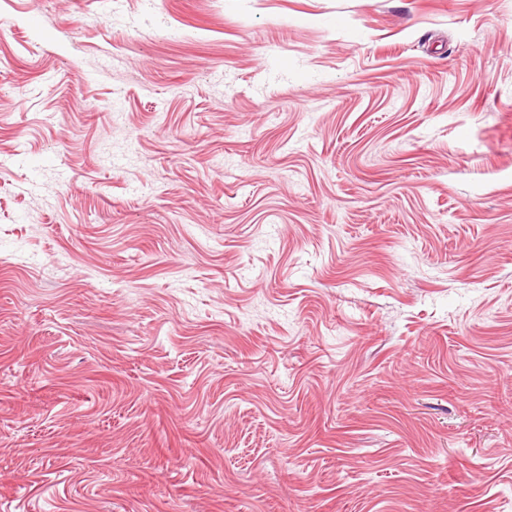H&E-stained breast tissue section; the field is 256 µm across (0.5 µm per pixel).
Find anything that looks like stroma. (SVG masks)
<instances>
[{
  "instance_id": "35a3bbf8",
  "label": "stroma",
  "mask_w": 512,
  "mask_h": 512,
  "mask_svg": "<svg viewBox=\"0 0 512 512\" xmlns=\"http://www.w3.org/2000/svg\"><path fill=\"white\" fill-rule=\"evenodd\" d=\"M0 512H512V0H0Z\"/></svg>"
}]
</instances>
